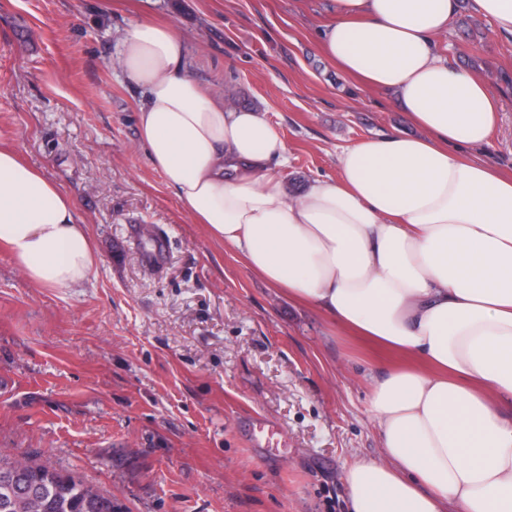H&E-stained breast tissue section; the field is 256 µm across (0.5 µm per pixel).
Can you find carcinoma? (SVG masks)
Returning a JSON list of instances; mask_svg holds the SVG:
<instances>
[{"instance_id": "cac0c4a2", "label": "carcinoma", "mask_w": 512, "mask_h": 512, "mask_svg": "<svg viewBox=\"0 0 512 512\" xmlns=\"http://www.w3.org/2000/svg\"><path fill=\"white\" fill-rule=\"evenodd\" d=\"M0 512H114L112 496L26 462L0 464Z\"/></svg>"}]
</instances>
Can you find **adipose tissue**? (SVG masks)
<instances>
[{
  "instance_id": "ef3b65f1",
  "label": "adipose tissue",
  "mask_w": 512,
  "mask_h": 512,
  "mask_svg": "<svg viewBox=\"0 0 512 512\" xmlns=\"http://www.w3.org/2000/svg\"><path fill=\"white\" fill-rule=\"evenodd\" d=\"M326 6L322 54L415 133L344 146L336 177L289 195L264 111L208 97L183 34L146 18L116 54L139 140L192 221L271 287L414 359L371 388L380 453L346 471L349 512H512V173L478 156L498 101L443 57L457 0ZM0 244L39 288L82 287L98 263L73 199L10 146Z\"/></svg>"
}]
</instances>
